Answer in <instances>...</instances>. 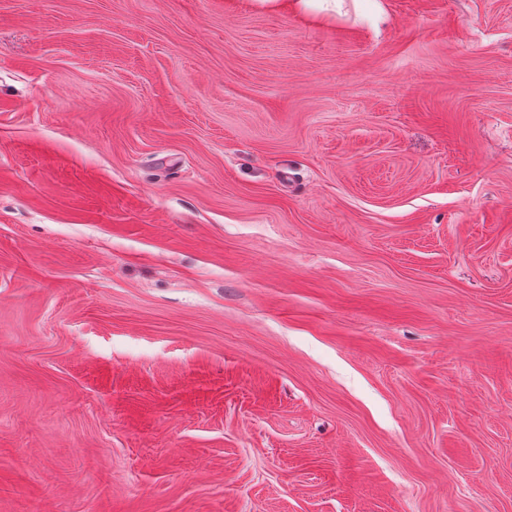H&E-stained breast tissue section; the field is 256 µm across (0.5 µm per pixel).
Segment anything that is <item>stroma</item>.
<instances>
[{
    "mask_svg": "<svg viewBox=\"0 0 512 512\" xmlns=\"http://www.w3.org/2000/svg\"><path fill=\"white\" fill-rule=\"evenodd\" d=\"M0 512H512V0H0Z\"/></svg>",
    "mask_w": 512,
    "mask_h": 512,
    "instance_id": "obj_1",
    "label": "stroma"
}]
</instances>
